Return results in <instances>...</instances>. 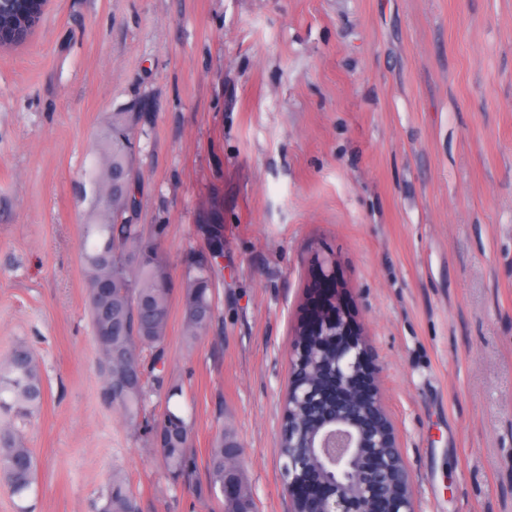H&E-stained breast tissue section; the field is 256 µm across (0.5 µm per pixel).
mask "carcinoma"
I'll list each match as a JSON object with an SVG mask.
<instances>
[{
	"instance_id": "carcinoma-1",
	"label": "carcinoma",
	"mask_w": 512,
	"mask_h": 512,
	"mask_svg": "<svg viewBox=\"0 0 512 512\" xmlns=\"http://www.w3.org/2000/svg\"><path fill=\"white\" fill-rule=\"evenodd\" d=\"M149 117L148 102L136 97L107 115L98 134L93 163L86 171L88 220L81 234L85 270V302L102 365L101 401L119 414L122 423L141 431L155 449L170 486H189L197 461L191 451L190 411L171 405L183 396L179 385L166 384L167 322L173 297L181 298L186 336L202 335L214 318L215 270L198 263L186 265L176 288L162 253L163 225L147 228L134 222L139 191H127L130 179L141 187L139 145ZM165 392L166 407L152 417V397ZM36 357L24 344L0 361V484L21 498L32 488L37 459L22 433V425L43 401ZM206 496L222 503L224 512H255L241 463L224 457V433L208 455ZM233 479L238 495L224 497V484ZM100 512H140V503L127 477L112 471Z\"/></svg>"
}]
</instances>
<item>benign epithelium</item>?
<instances>
[{"label": "benign epithelium", "mask_w": 512, "mask_h": 512, "mask_svg": "<svg viewBox=\"0 0 512 512\" xmlns=\"http://www.w3.org/2000/svg\"><path fill=\"white\" fill-rule=\"evenodd\" d=\"M0 45L27 39L39 0H6ZM309 306L289 359L277 447L290 512H416L412 475L384 411L367 347L336 271H311Z\"/></svg>", "instance_id": "1"}]
</instances>
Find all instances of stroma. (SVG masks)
I'll return each mask as SVG.
<instances>
[{"mask_svg":"<svg viewBox=\"0 0 512 512\" xmlns=\"http://www.w3.org/2000/svg\"><path fill=\"white\" fill-rule=\"evenodd\" d=\"M136 96L137 220L165 225L173 278L216 269L206 334L186 344L179 303L168 321L192 488L224 432L257 512H288L281 398L326 262L417 512H512V0H49L0 47V360L26 343L44 390L37 482L0 512H96L115 467L141 512H222L99 399L79 185Z\"/></svg>","mask_w":512,"mask_h":512,"instance_id":"1","label":"stroma"}]
</instances>
